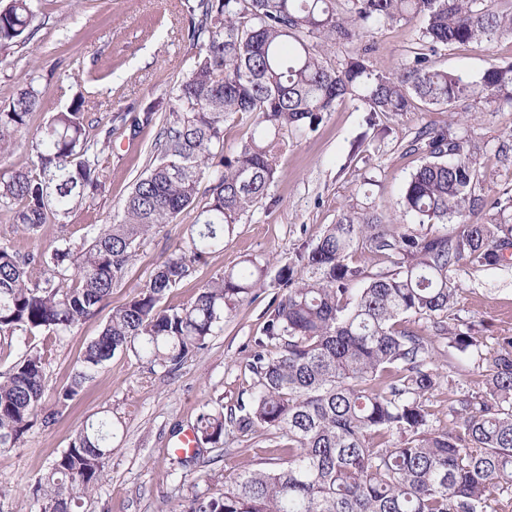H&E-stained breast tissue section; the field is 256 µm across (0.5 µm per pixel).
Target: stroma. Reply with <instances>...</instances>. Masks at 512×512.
I'll list each match as a JSON object with an SVG mask.
<instances>
[{
    "instance_id": "obj_1",
    "label": "stroma",
    "mask_w": 512,
    "mask_h": 512,
    "mask_svg": "<svg viewBox=\"0 0 512 512\" xmlns=\"http://www.w3.org/2000/svg\"><path fill=\"white\" fill-rule=\"evenodd\" d=\"M41 26L35 37L0 63V107L28 80H35L41 104L29 127L38 129L76 96L85 99L90 122L106 124L111 114L169 92L185 75L197 49L185 35V0H35ZM369 55L373 67L389 70L412 57L417 26L401 21L378 26ZM436 66L475 75L489 63L512 64V38L490 49L453 45L434 56ZM356 99L338 102L322 122L302 136L283 134L279 178L258 207L237 224L222 251L194 263L164 298L167 306L188 303L199 287L247 258L268 261L270 274L315 245L355 197H368L386 217L401 219L399 200L423 156L410 144L422 127H452L474 142L479 181L475 192L487 202L512 200V163H501L498 147L512 140V107L489 111L472 102L449 113L416 106L381 116L367 126ZM156 129L135 140H114L108 154L106 190L93 208H78L65 225H43L37 237L17 232L0 211V240L21 253L52 247L79 251L95 229L121 211L154 154ZM194 212L178 223L160 225L136 251V259L115 284L98 314L57 338L46 360V405L66 386L86 347L98 336L114 308L128 303L149 283L157 265L175 248ZM455 312L472 325L485 351L499 337L512 336V266L480 273L459 272ZM274 289L258 291L224 319L204 349L190 353L174 370L150 369L133 352L119 351L99 367L56 422H36L23 442L0 450V512H40L30 488L45 467L68 448L78 430L103 415L112 418V455L105 475L77 512H177L186 499L215 497L248 464L270 447L268 433L229 434L201 459L181 462L171 446L193 427L204 406L230 408L249 400L255 375L247 358L250 340L260 334Z\"/></svg>"
}]
</instances>
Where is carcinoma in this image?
<instances>
[{
	"instance_id": "cac0c4a2",
	"label": "carcinoma",
	"mask_w": 512,
	"mask_h": 512,
	"mask_svg": "<svg viewBox=\"0 0 512 512\" xmlns=\"http://www.w3.org/2000/svg\"><path fill=\"white\" fill-rule=\"evenodd\" d=\"M194 0L187 37L198 49L173 96L117 114L89 133L82 98L53 114L28 141L32 168L0 173V209L35 234L78 207L91 208L108 179L103 156L112 138L135 139L159 127L156 157L112 219L79 254L20 255L0 242V341L17 333L60 337L94 317L132 264L137 246L161 224L197 210L175 250L149 284L112 311L69 386L44 409L45 358L31 351L0 372V450L16 447L38 414L51 422L80 395L96 369L131 350L151 366L177 367L205 347L215 329L256 290L267 267L246 259L198 289L186 305H162L189 264L224 249L236 225L269 194L278 177L284 130L314 129L336 102H362L366 122L407 112L419 102L453 110L482 101L512 106V64L491 63L465 77L435 66L441 47L487 48L512 36V6L492 0ZM419 21V51L395 71L373 68L358 49L342 66L326 51L359 42L374 27ZM31 0L0 7V63L38 31ZM40 107L29 82L0 107V155L28 133ZM253 117L247 141L224 153L225 127ZM415 150L426 161L407 180L401 207L420 232L379 215L359 199L343 208L319 241L281 268L282 290L253 337L256 391L237 410H203L198 441L221 443L225 432L259 429L284 439L274 456L242 470L217 497L192 498L180 512H509L512 508V336L493 353L454 313L456 271L512 262V218L472 219L479 206L477 146L450 130L424 128ZM209 197L198 200L201 181ZM461 225L450 233L447 224ZM388 268L370 273L351 261L357 251ZM43 266L31 280L27 267ZM470 361L478 390L455 395L448 427H432L431 397L444 382L439 355ZM112 419L79 430L32 486L41 512H76L101 480L111 455Z\"/></svg>"
}]
</instances>
